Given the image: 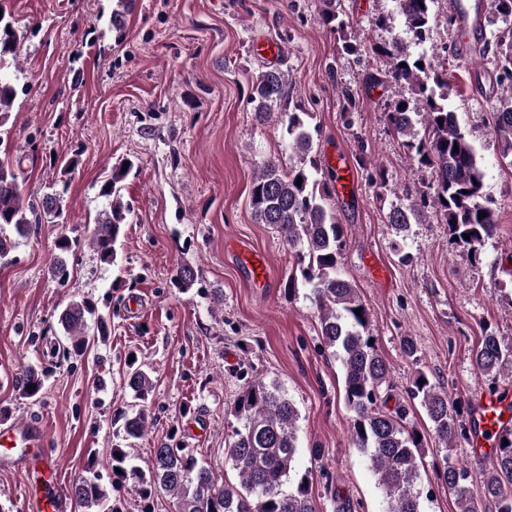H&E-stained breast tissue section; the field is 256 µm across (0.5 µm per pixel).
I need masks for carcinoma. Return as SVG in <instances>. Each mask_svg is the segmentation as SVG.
Listing matches in <instances>:
<instances>
[{"mask_svg": "<svg viewBox=\"0 0 512 512\" xmlns=\"http://www.w3.org/2000/svg\"><path fill=\"white\" fill-rule=\"evenodd\" d=\"M434 2L399 0L405 25L419 41L429 28ZM318 22L338 35L345 52L368 48L383 59L381 77L373 75L371 80L408 86L424 111L426 126L421 138L414 129L415 112L409 101L398 100L387 112L393 130L404 137V146L415 153L419 164L431 170L434 178L429 190L419 192V201L392 208L389 223L401 234L409 224L420 220L423 208H439L450 234L458 237L457 243L479 255L485 241L496 234L498 216L483 194V171L475 146L448 107L452 91L448 74L426 56L412 54L397 39L367 47L337 10L336 0H321ZM19 39L12 17L0 15V70L8 58L15 56ZM493 60L502 76H512V38L494 43ZM419 62L423 66H417ZM291 87L288 72L277 67H268L253 79L250 101L258 124H266L273 107L287 106ZM16 95L14 85L0 77V128L10 118ZM308 117L307 112H283L289 147L301 158V165L287 169L277 157L264 160L252 180L250 205L258 223L277 229L295 269L310 288L325 347L332 350L343 370L344 400L353 414V445L367 457L369 468L386 495V512H422L415 482L423 441L417 440L418 433L406 429L405 408L388 411L386 402L381 400L382 386L389 382V364L377 345L370 343L373 334L369 313L357 288L339 271L345 227L325 206L334 175L311 157L313 140ZM492 131L500 158L512 166V97L500 101ZM455 145L457 152L453 151ZM126 175L122 169H114L101 186L100 196L108 204L90 235V245L100 261L108 265L116 261L115 244L129 212L116 195V184ZM299 178L302 183L298 186ZM64 194L62 189L39 201L26 198L15 172L0 164V261L7 259L14 248L7 230L23 236L44 217L54 222L64 219ZM480 212L486 217L478 218ZM466 234L470 239L464 238ZM75 245L66 236L56 242L59 255L54 258L50 273L61 284L69 277L65 255ZM89 318L96 323L97 336L103 340L109 336L107 320L93 300L71 301L59 316L68 344L55 343L49 364L30 365L21 373L17 384L23 396L38 397L54 369L73 356L83 355ZM474 358L482 372L495 374L504 364L512 363V350L502 348L499 337L487 332L481 337ZM124 386L139 403V408L117 416L122 422L118 432L127 441L140 438L146 431L147 401L155 385L149 372L132 362ZM409 393L419 400L435 437L445 449L454 447L461 438L468 439L466 424L457 417L461 404L448 401V394L432 384L425 372L415 374ZM230 415L238 426L226 443V460L237 471L239 484L218 480L210 468L184 448H155L142 468L131 464L130 452L116 442L104 466L109 471V484L101 483L98 460L93 455L72 483L71 495L86 512H118L117 494L128 486L145 500L158 492L172 495L177 500V512H317L307 475L297 479L293 490H283L295 472L299 412L281 386L274 381L253 380L230 408ZM437 477L455 497L459 512H475L478 499L493 502L497 512H512V429L500 436L492 467L478 486L470 483L467 470L449 463L446 456Z\"/></svg>", "mask_w": 512, "mask_h": 512, "instance_id": "cac0c4a2", "label": "carcinoma"}]
</instances>
